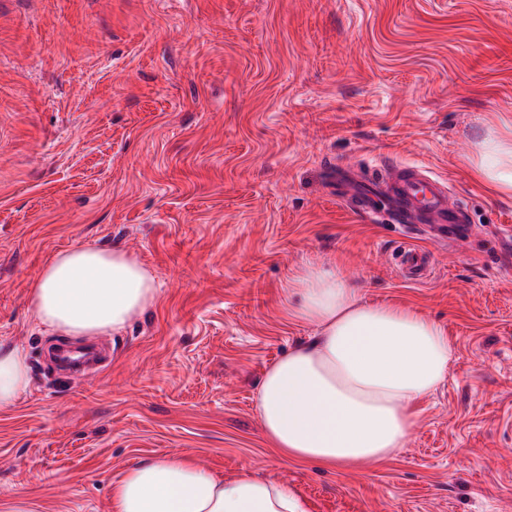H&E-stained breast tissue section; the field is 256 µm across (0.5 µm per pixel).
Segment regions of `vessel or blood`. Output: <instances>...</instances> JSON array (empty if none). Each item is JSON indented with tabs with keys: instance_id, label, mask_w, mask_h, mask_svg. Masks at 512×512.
Listing matches in <instances>:
<instances>
[{
	"instance_id": "obj_1",
	"label": "vessel or blood",
	"mask_w": 512,
	"mask_h": 512,
	"mask_svg": "<svg viewBox=\"0 0 512 512\" xmlns=\"http://www.w3.org/2000/svg\"><path fill=\"white\" fill-rule=\"evenodd\" d=\"M329 173L338 179L340 198L372 222L424 224L444 240L459 241L469 233L467 214L450 202L447 183L422 166L370 167L362 181L336 167ZM396 262L404 278L414 282L423 280L430 270L426 252L411 243L400 245Z\"/></svg>"
}]
</instances>
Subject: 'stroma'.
Masks as SVG:
<instances>
[{
	"mask_svg": "<svg viewBox=\"0 0 512 512\" xmlns=\"http://www.w3.org/2000/svg\"><path fill=\"white\" fill-rule=\"evenodd\" d=\"M512 121V0H0V346L31 382L0 409V512H113L112 484L178 454L294 485L307 512H512V199L473 144ZM421 161L473 225L415 237L333 192L327 164ZM121 246L157 303L122 334L44 331L28 295L57 252ZM440 321L457 353L403 447L368 468L283 463L255 402L314 333L309 266ZM109 357L67 378L56 346ZM395 260L402 275L409 281H421L429 273L430 262L426 252L414 244L400 245Z\"/></svg>",
	"mask_w": 512,
	"mask_h": 512,
	"instance_id": "stroma-1",
	"label": "stroma"
}]
</instances>
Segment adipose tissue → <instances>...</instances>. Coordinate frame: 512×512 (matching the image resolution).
I'll list each match as a JSON object with an SVG mask.
<instances>
[{
    "label": "adipose tissue",
    "instance_id": "adipose-tissue-1",
    "mask_svg": "<svg viewBox=\"0 0 512 512\" xmlns=\"http://www.w3.org/2000/svg\"><path fill=\"white\" fill-rule=\"evenodd\" d=\"M477 180L512 198V134L488 130L475 146ZM291 315L314 328L270 365L257 413L279 459L355 468L403 446L415 407L440 386L456 358L447 329L419 311L364 301L330 268L294 278ZM155 278L124 248L73 247L42 268L29 300L50 332L91 336L125 330L156 304ZM25 353L0 348V408L30 385ZM113 512H305L294 489L243 474L227 479L182 457L139 463L112 486Z\"/></svg>",
    "mask_w": 512,
    "mask_h": 512
}]
</instances>
